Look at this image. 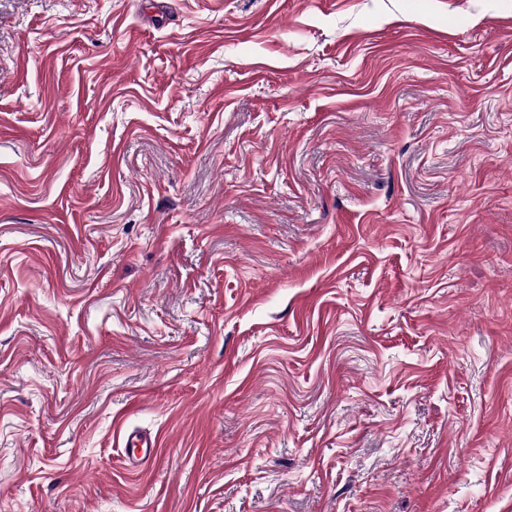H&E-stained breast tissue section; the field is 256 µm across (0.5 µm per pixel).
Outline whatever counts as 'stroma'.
Instances as JSON below:
<instances>
[{
	"label": "stroma",
	"instance_id": "1",
	"mask_svg": "<svg viewBox=\"0 0 512 512\" xmlns=\"http://www.w3.org/2000/svg\"><path fill=\"white\" fill-rule=\"evenodd\" d=\"M0 512H512V0H0ZM156 447V439L150 435L141 433L130 432L125 435V448L137 449L141 452L138 457L137 453L131 452V455L136 461H146L152 456Z\"/></svg>",
	"mask_w": 512,
	"mask_h": 512
}]
</instances>
